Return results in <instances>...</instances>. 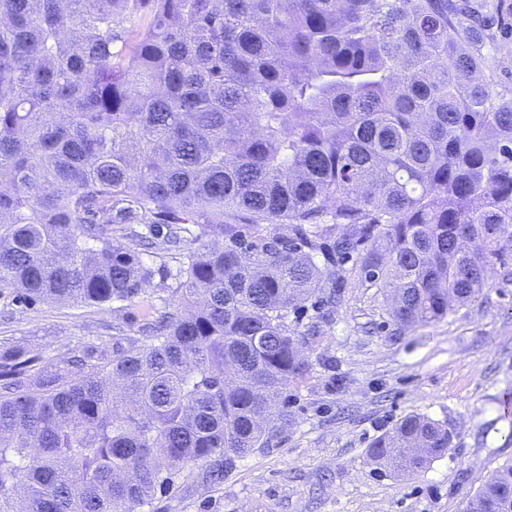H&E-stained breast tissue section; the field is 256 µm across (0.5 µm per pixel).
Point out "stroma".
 <instances>
[{
  "label": "stroma",
  "instance_id": "35a3bbf8",
  "mask_svg": "<svg viewBox=\"0 0 512 512\" xmlns=\"http://www.w3.org/2000/svg\"><path fill=\"white\" fill-rule=\"evenodd\" d=\"M105 306L42 303L0 292V354L49 362L111 348ZM306 375L288 387V424L205 486L185 474L153 512H465L512 461V245L490 260L481 294L440 321L399 331L374 288H350L306 343ZM447 425V452L409 478L373 471L367 450L403 417Z\"/></svg>",
  "mask_w": 512,
  "mask_h": 512
}]
</instances>
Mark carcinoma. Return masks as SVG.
Here are the masks:
<instances>
[{"label": "carcinoma", "mask_w": 512, "mask_h": 512, "mask_svg": "<svg viewBox=\"0 0 512 512\" xmlns=\"http://www.w3.org/2000/svg\"><path fill=\"white\" fill-rule=\"evenodd\" d=\"M508 8L0 0V291L143 322L0 356V512H144L186 468L223 478L288 424L290 311L378 288L404 331L476 298L512 240V99L484 74ZM161 224L176 305L147 296ZM448 447L411 414L368 464Z\"/></svg>", "instance_id": "carcinoma-1"}]
</instances>
